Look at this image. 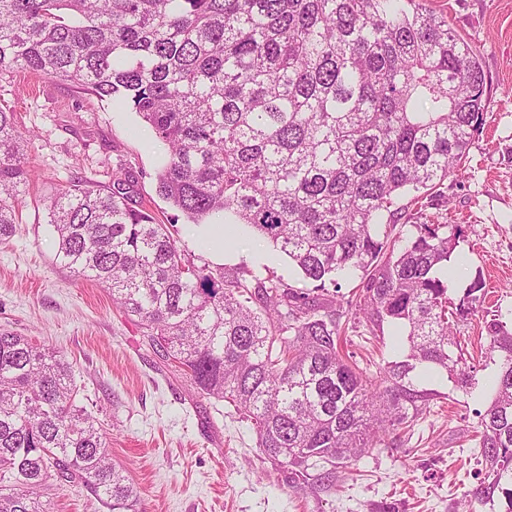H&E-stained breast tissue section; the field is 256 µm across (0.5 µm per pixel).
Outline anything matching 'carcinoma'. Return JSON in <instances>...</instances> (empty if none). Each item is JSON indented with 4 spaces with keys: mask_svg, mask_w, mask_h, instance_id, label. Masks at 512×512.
I'll return each instance as SVG.
<instances>
[{
    "mask_svg": "<svg viewBox=\"0 0 512 512\" xmlns=\"http://www.w3.org/2000/svg\"><path fill=\"white\" fill-rule=\"evenodd\" d=\"M30 73L126 99L162 149L156 191L191 224H238L302 280L406 333L403 359L369 376L341 354L336 311L283 278L254 283L182 257L169 227L119 167L74 176L47 212L56 258L140 319L155 353L209 398L235 406L289 484L336 469L429 408L414 371L444 370L463 394L476 366L450 350L442 276L461 235L417 224L379 232L398 199L464 169L484 122L477 48L423 0H0V80ZM14 113L0 108V242L15 235L32 170ZM498 365L479 414L471 497L512 512V329L488 327ZM107 435L79 403L73 366L0 333V512H49L34 490L81 483L109 512H138ZM318 468L313 475L310 470Z\"/></svg>",
    "mask_w": 512,
    "mask_h": 512,
    "instance_id": "1",
    "label": "carcinoma"
}]
</instances>
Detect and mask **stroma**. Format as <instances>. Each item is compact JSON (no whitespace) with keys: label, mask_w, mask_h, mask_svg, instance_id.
Wrapping results in <instances>:
<instances>
[{"label":"stroma","mask_w":512,"mask_h":512,"mask_svg":"<svg viewBox=\"0 0 512 512\" xmlns=\"http://www.w3.org/2000/svg\"><path fill=\"white\" fill-rule=\"evenodd\" d=\"M426 6L447 15L452 30L480 50L485 123L465 171L425 193L421 205L408 206L393 233L409 237L423 223L462 227L448 296L462 302L475 279L485 284V298L453 316L463 359L481 362L478 384L466 396L446 372L419 380L429 413L394 432L389 447L370 449L337 469L335 483L325 489L284 483L233 406L200 395L183 371L146 345L137 318L55 258L46 206L65 186L69 167L103 182L116 165H127L146 206L162 219L174 215L156 192L159 148L147 125L132 107L58 79L17 74L0 85V108L14 113L20 131L36 133L26 149L34 178L23 222L0 244V332L32 337L73 363L80 400L98 407L109 458L134 483L140 512H491L475 507L469 492L480 469L473 440L477 413L490 402L485 383L497 370L487 355V327L496 320L512 327V0H426ZM170 232L197 266L260 277L271 270L290 285L300 283L287 258L273 256L256 234L236 236L218 259L193 239L190 225L174 224ZM350 289L346 283L340 292L314 290L310 296L341 306L340 294ZM341 308L340 323L358 362L394 360V326L373 329L354 308ZM373 333L385 346L366 344ZM40 494L51 512H107L79 484L52 478Z\"/></svg>","instance_id":"obj_1"}]
</instances>
